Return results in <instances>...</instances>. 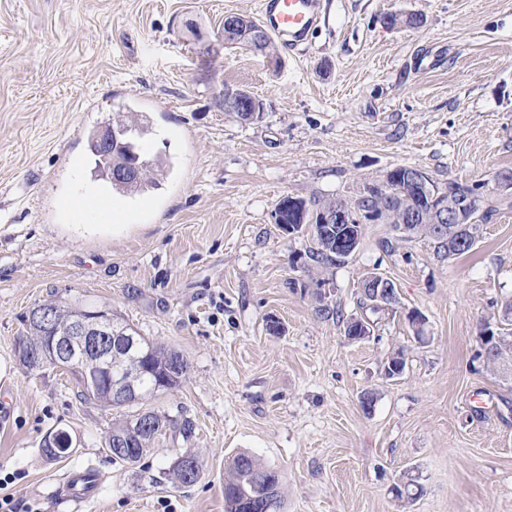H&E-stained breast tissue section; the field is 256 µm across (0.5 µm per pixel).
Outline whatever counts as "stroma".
<instances>
[{
	"label": "stroma",
	"instance_id": "1",
	"mask_svg": "<svg viewBox=\"0 0 512 512\" xmlns=\"http://www.w3.org/2000/svg\"><path fill=\"white\" fill-rule=\"evenodd\" d=\"M259 2L0 0V471L24 474L7 491L34 512H224L225 465L248 452L280 471L283 512H512V377L479 356L484 323L512 325V0H324L309 50L277 42L273 64L224 43L225 15L258 19ZM228 88L262 114H225ZM128 106L170 171L83 231L65 202L103 186L87 138ZM400 166L479 185L469 253L379 220L324 270L313 225L273 220L285 196L354 200ZM372 273L394 309L360 306ZM50 299L109 308L183 354L185 382L145 406L191 437L112 462L105 438L136 406L83 403L72 376L19 364L23 318ZM346 317L370 337H345ZM57 429L79 445L50 459ZM187 454L201 476L184 487L171 469ZM90 466L96 495L61 503L55 483Z\"/></svg>",
	"mask_w": 512,
	"mask_h": 512
}]
</instances>
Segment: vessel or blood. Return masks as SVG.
<instances>
[{
  "label": "vessel or blood",
  "mask_w": 512,
  "mask_h": 512,
  "mask_svg": "<svg viewBox=\"0 0 512 512\" xmlns=\"http://www.w3.org/2000/svg\"><path fill=\"white\" fill-rule=\"evenodd\" d=\"M261 22L276 36L287 39L289 47L307 43L312 30L321 20V0H264ZM69 210L81 212L95 209L108 214L119 211L120 200L109 197L76 196L71 198ZM97 483L96 472L87 468L72 476L68 484V496L72 503L79 504L92 496Z\"/></svg>",
  "instance_id": "1"
}]
</instances>
